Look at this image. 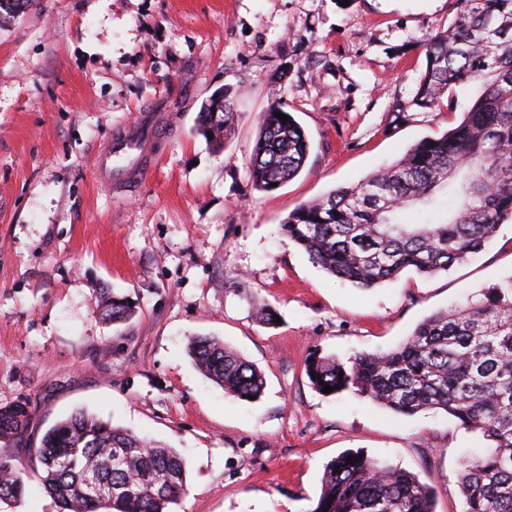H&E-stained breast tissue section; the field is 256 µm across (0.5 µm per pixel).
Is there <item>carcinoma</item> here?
Returning <instances> with one entry per match:
<instances>
[{
	"instance_id": "1",
	"label": "carcinoma",
	"mask_w": 512,
	"mask_h": 512,
	"mask_svg": "<svg viewBox=\"0 0 512 512\" xmlns=\"http://www.w3.org/2000/svg\"><path fill=\"white\" fill-rule=\"evenodd\" d=\"M33 0H0V19ZM448 29L424 44L427 60L415 94L429 108L454 86L479 81L482 91L448 132L424 138L389 167L296 207L282 231L328 274L356 288L393 280L403 270L431 275L478 252L498 226L512 219V0H458ZM278 106L261 113L248 174L265 191L304 166L309 143L294 118ZM234 120L213 98L198 130L224 144ZM447 197L442 218L406 220L417 205ZM99 314L122 322L130 302L103 294ZM195 365L224 393L240 400L264 389L260 370L224 342L195 337ZM312 383L350 390L403 415L441 410L491 442L486 455L463 464L459 483L466 512H512V278L484 299L426 317L404 343L360 353L348 363L319 358ZM24 403L0 407V438L23 432ZM43 488L61 512H170L185 491L184 460L111 422L79 411L49 428L35 450ZM23 467L0 454V501H22ZM312 512H434L430 487L364 454L345 452L327 467Z\"/></svg>"
}]
</instances>
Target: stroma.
<instances>
[{
  "instance_id": "stroma-1",
  "label": "stroma",
  "mask_w": 512,
  "mask_h": 512,
  "mask_svg": "<svg viewBox=\"0 0 512 512\" xmlns=\"http://www.w3.org/2000/svg\"><path fill=\"white\" fill-rule=\"evenodd\" d=\"M457 0H34L0 20V406L27 403V431L0 453L28 463L77 409L176 449L174 512H312L346 451L432 488L464 512L458 475L482 434L444 412L393 413L319 392L313 356L347 361L402 343L431 313L512 277V221L448 271L407 269L368 290L313 264L281 226L298 205L370 176L455 127L480 90L415 105L425 41ZM234 113L223 147L197 131L216 93ZM283 103L310 151L300 173L257 189L247 166L259 118ZM140 126L153 162L113 188L111 136ZM135 315L104 320V291ZM268 305L279 324L261 323ZM215 336L263 373L253 402L191 361Z\"/></svg>"
}]
</instances>
